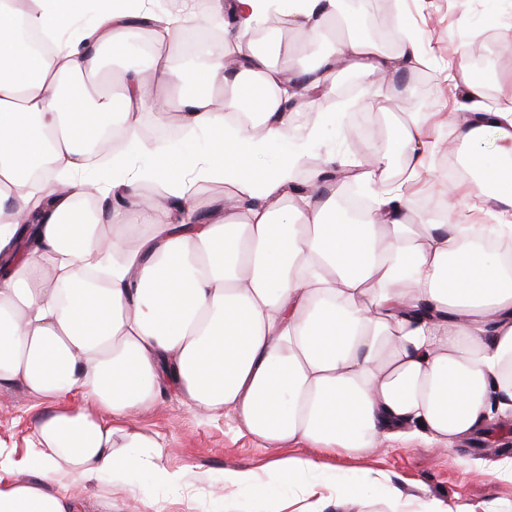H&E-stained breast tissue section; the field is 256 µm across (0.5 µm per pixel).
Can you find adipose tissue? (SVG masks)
<instances>
[{"label": "adipose tissue", "instance_id": "1", "mask_svg": "<svg viewBox=\"0 0 512 512\" xmlns=\"http://www.w3.org/2000/svg\"><path fill=\"white\" fill-rule=\"evenodd\" d=\"M66 2L0 0V385L48 403L26 466L0 480V512H88L87 483L145 468L176 482L157 438L127 425L165 387L267 447L316 448L276 461L285 480L321 470L323 453L412 437L450 448L512 418V224H438L425 207L414 224L387 183L376 184L373 216L349 224L335 189L303 190L293 176L322 135L296 114L327 96L338 70L374 88L418 68L413 40L389 53L356 28L295 71L253 30L285 13L315 37L342 0H210V15L227 17L224 41L189 89L160 95L176 73L158 55L149 72L125 70L115 94L92 79L103 54L126 52L141 5L98 14L68 49L28 51L21 31L58 38ZM499 93L503 106L491 108L468 84L448 128L471 149L488 209L506 216L512 76ZM148 102L165 122L205 133L208 150H170L155 165L137 122ZM109 124L124 148L110 160L113 202L90 223L76 214L87 145ZM426 135L409 112L371 164H323L375 184L395 156L414 174ZM273 146L282 154L269 166ZM45 167L53 185L35 190L32 173ZM146 173L166 195L142 200ZM201 180L226 186L205 214L193 192Z\"/></svg>", "mask_w": 512, "mask_h": 512}]
</instances>
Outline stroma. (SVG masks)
Instances as JSON below:
<instances>
[{"mask_svg":"<svg viewBox=\"0 0 512 512\" xmlns=\"http://www.w3.org/2000/svg\"><path fill=\"white\" fill-rule=\"evenodd\" d=\"M398 37H410L426 60L424 67L401 74L393 84L364 90L361 78L344 73L336 78L329 96L324 134L313 142L319 153L336 152L362 160L376 147L357 139L347 123L353 113L368 114L384 135L395 132L402 113L422 108L428 128L437 139L423 147L426 168L406 181L415 197H442L448 185V167L440 149L449 141L448 115L464 93L463 85L449 83L456 69L471 71L475 39L491 33L496 44L494 78L512 73V0H392ZM45 401L20 384L0 385V448L14 461H23L35 440ZM134 424L153 434L162 445L160 461L181 472L176 484H161L149 474L127 483L100 479L88 486L93 501L111 502L112 512H268L270 502L284 512H390L388 487H398L405 512H422L425 503L440 499L457 512H512V479L496 468L512 457V423L489 437H476L457 448H440L415 441L405 447L381 444L355 455L325 458L320 474L296 473L282 480L276 460L309 454L301 444L269 449L233 427L223 414L198 415L173 393L140 412ZM252 470L255 480L245 488L224 484L225 470ZM316 488L317 497L307 496Z\"/></svg>","mask_w":512,"mask_h":512,"instance_id":"obj_1","label":"stroma"}]
</instances>
